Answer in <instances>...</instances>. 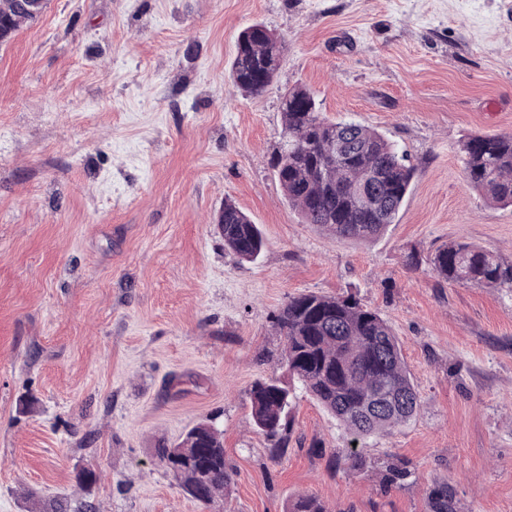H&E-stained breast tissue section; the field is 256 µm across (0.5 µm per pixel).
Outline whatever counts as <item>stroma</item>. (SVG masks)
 Listing matches in <instances>:
<instances>
[{
	"mask_svg": "<svg viewBox=\"0 0 512 512\" xmlns=\"http://www.w3.org/2000/svg\"><path fill=\"white\" fill-rule=\"evenodd\" d=\"M255 23L285 49L250 95L229 71ZM294 87L414 166L383 235L336 238L288 203L274 159ZM510 132L512 0H48L0 42V512H207L155 455L202 421L234 471L220 512L306 493L427 512L443 483L458 512H512V289L406 262L456 239L512 262V206L468 186L459 151ZM228 199L263 233L255 261L224 247ZM307 292L378 310L421 402L369 439L364 473L304 390L283 455L252 426L253 385L286 376L272 316Z\"/></svg>",
	"mask_w": 512,
	"mask_h": 512,
	"instance_id": "1",
	"label": "stroma"
}]
</instances>
